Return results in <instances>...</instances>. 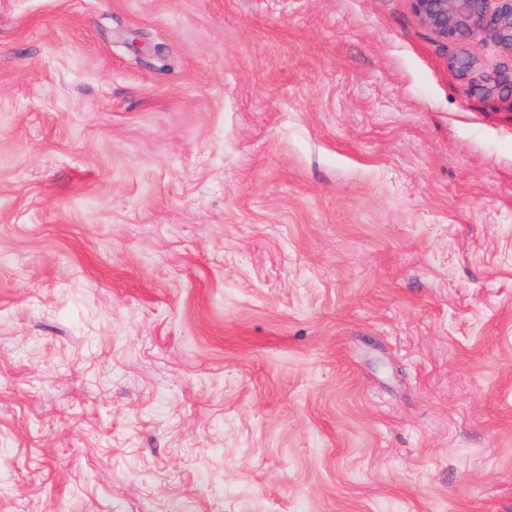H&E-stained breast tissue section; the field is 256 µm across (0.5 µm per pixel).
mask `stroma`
<instances>
[{
    "label": "stroma",
    "mask_w": 512,
    "mask_h": 512,
    "mask_svg": "<svg viewBox=\"0 0 512 512\" xmlns=\"http://www.w3.org/2000/svg\"><path fill=\"white\" fill-rule=\"evenodd\" d=\"M411 0H0V512H512V100Z\"/></svg>",
    "instance_id": "35a3bbf8"
}]
</instances>
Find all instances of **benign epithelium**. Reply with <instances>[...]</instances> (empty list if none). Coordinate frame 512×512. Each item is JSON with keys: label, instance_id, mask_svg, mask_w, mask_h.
Listing matches in <instances>:
<instances>
[{"label": "benign epithelium", "instance_id": "7a95c632", "mask_svg": "<svg viewBox=\"0 0 512 512\" xmlns=\"http://www.w3.org/2000/svg\"><path fill=\"white\" fill-rule=\"evenodd\" d=\"M419 19L437 37L458 43L464 37L481 36L506 56L492 78H484L488 94L512 98V0H411ZM461 75L474 76L476 61L463 49L451 57Z\"/></svg>", "mask_w": 512, "mask_h": 512}]
</instances>
